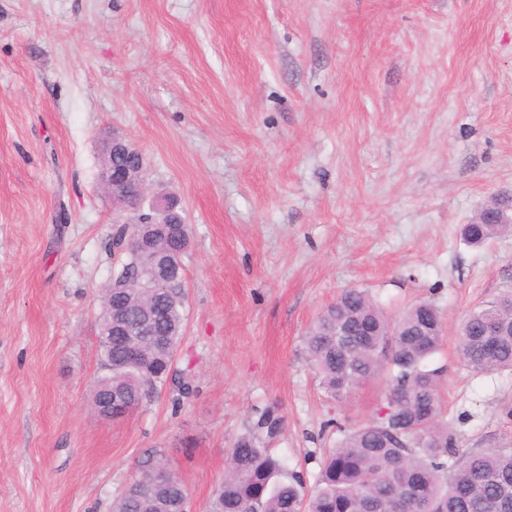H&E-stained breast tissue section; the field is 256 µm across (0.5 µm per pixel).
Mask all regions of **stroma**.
Returning a JSON list of instances; mask_svg holds the SVG:
<instances>
[{"instance_id": "1", "label": "stroma", "mask_w": 512, "mask_h": 512, "mask_svg": "<svg viewBox=\"0 0 512 512\" xmlns=\"http://www.w3.org/2000/svg\"><path fill=\"white\" fill-rule=\"evenodd\" d=\"M118 131L191 226L166 386L91 408L99 291L136 221L99 181ZM512 190V0H0V512H113L163 457L205 512L253 407L314 481L335 419L303 349L343 289L446 320L441 408L464 447L512 444V374L463 369L460 319L512 290V234L461 236Z\"/></svg>"}]
</instances>
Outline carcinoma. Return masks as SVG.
<instances>
[{
  "label": "carcinoma",
  "mask_w": 512,
  "mask_h": 512,
  "mask_svg": "<svg viewBox=\"0 0 512 512\" xmlns=\"http://www.w3.org/2000/svg\"><path fill=\"white\" fill-rule=\"evenodd\" d=\"M145 158L112 159L130 172L144 173ZM512 234V203L492 196L463 235L472 245ZM112 281L133 282L137 258L121 250ZM184 281L156 292L127 288L104 293L103 306L122 307L130 325L155 315L156 335L114 336L99 319L101 356L112 373L94 383L93 395L107 386L126 396V412L139 408L172 377L183 335ZM512 325V292L471 309L462 319L456 356L461 367L478 373H512V335L487 336L486 325ZM368 325L372 336H338ZM439 308L420 301L397 317L388 316L363 290L347 288L314 321L304 352L328 398L339 402L374 378L386 375L385 406L376 417L343 431L321 461L313 486L303 472L271 453L285 429L274 405L252 410L234 440L224 482L206 512H512V446L465 448L440 411L442 368L430 360L444 340ZM116 508L121 512H180L186 487L163 459H149Z\"/></svg>",
  "instance_id": "1"
}]
</instances>
